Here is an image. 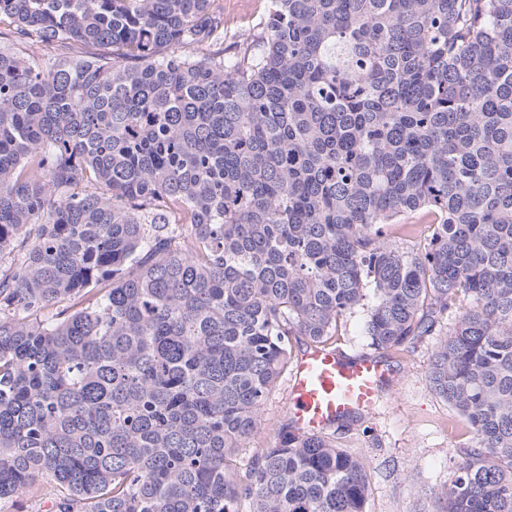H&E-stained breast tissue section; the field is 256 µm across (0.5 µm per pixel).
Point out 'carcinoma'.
I'll return each instance as SVG.
<instances>
[{
    "label": "carcinoma",
    "instance_id": "carcinoma-1",
    "mask_svg": "<svg viewBox=\"0 0 512 512\" xmlns=\"http://www.w3.org/2000/svg\"><path fill=\"white\" fill-rule=\"evenodd\" d=\"M431 227L409 250V217ZM359 314L512 512V0H0V503L365 512L362 460L235 452ZM223 0L224 19L231 31L255 27L266 15L268 0Z\"/></svg>",
    "mask_w": 512,
    "mask_h": 512
}]
</instances>
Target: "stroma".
Listing matches in <instances>:
<instances>
[{
    "mask_svg": "<svg viewBox=\"0 0 512 512\" xmlns=\"http://www.w3.org/2000/svg\"><path fill=\"white\" fill-rule=\"evenodd\" d=\"M438 342L431 336L393 353L397 378L370 412L330 429L337 447L366 465V512H441V491L455 476L468 436L447 402L427 380V363ZM287 381L259 411L262 430L237 455L246 469L256 453L272 446L288 426Z\"/></svg>",
    "mask_w": 512,
    "mask_h": 512,
    "instance_id": "stroma-1",
    "label": "stroma"
}]
</instances>
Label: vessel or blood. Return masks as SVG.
<instances>
[{
  "label": "vessel or blood",
  "mask_w": 512,
  "mask_h": 512,
  "mask_svg": "<svg viewBox=\"0 0 512 512\" xmlns=\"http://www.w3.org/2000/svg\"><path fill=\"white\" fill-rule=\"evenodd\" d=\"M391 375L389 365L368 355L304 351L289 379V416L300 432L328 429L344 417L370 411Z\"/></svg>",
  "instance_id": "obj_1"
}]
</instances>
